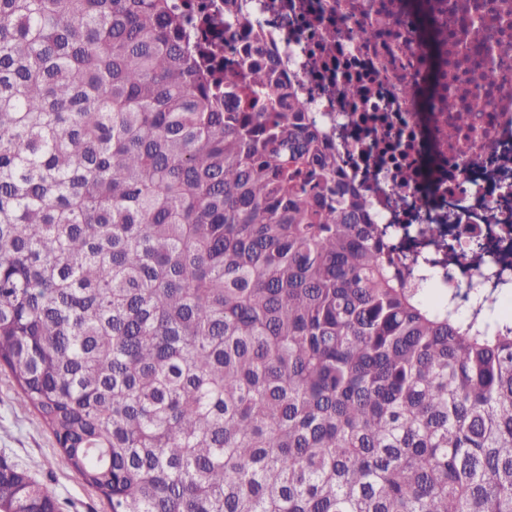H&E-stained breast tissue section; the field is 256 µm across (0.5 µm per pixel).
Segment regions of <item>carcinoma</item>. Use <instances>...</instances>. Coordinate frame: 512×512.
Returning a JSON list of instances; mask_svg holds the SVG:
<instances>
[{
    "label": "carcinoma",
    "instance_id": "carcinoma-1",
    "mask_svg": "<svg viewBox=\"0 0 512 512\" xmlns=\"http://www.w3.org/2000/svg\"><path fill=\"white\" fill-rule=\"evenodd\" d=\"M242 63L171 0H0V363L111 512H512V326Z\"/></svg>",
    "mask_w": 512,
    "mask_h": 512
}]
</instances>
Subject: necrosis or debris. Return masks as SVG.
<instances>
[{
  "mask_svg": "<svg viewBox=\"0 0 512 512\" xmlns=\"http://www.w3.org/2000/svg\"><path fill=\"white\" fill-rule=\"evenodd\" d=\"M437 48L406 0H174L194 42L273 54L373 223L432 260L443 288L512 290V26L505 0H431ZM332 40H325V33ZM495 70L487 86L482 70ZM431 85L430 108L422 88ZM354 87L356 96L345 95ZM455 137H447L458 113ZM436 227L441 245L429 243Z\"/></svg>",
  "mask_w": 512,
  "mask_h": 512,
  "instance_id": "4bbe7bcc",
  "label": "necrosis or debris"
}]
</instances>
